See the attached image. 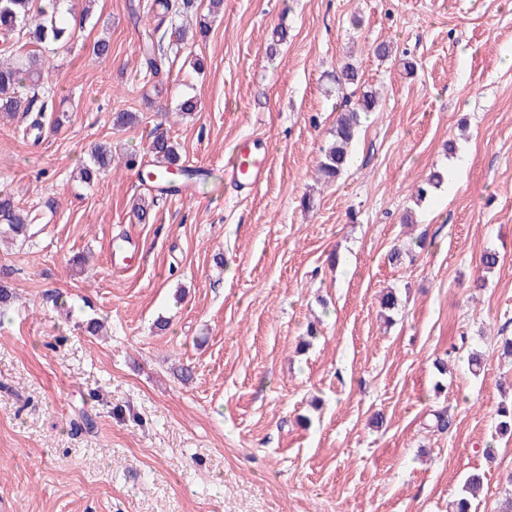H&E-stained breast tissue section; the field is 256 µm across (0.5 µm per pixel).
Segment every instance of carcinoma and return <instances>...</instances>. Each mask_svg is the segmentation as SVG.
<instances>
[{"mask_svg": "<svg viewBox=\"0 0 512 512\" xmlns=\"http://www.w3.org/2000/svg\"><path fill=\"white\" fill-rule=\"evenodd\" d=\"M60 2L47 0L35 9L33 0H0V43L14 53V56L0 60V113L14 115L21 112L29 116L26 131L36 142L41 139L50 95L47 86L49 66L45 65L36 48H66L81 32L79 24L89 15L92 0H85L86 6L79 13L76 6H71L66 15L59 9ZM195 10L196 0H151L148 4L156 24L140 32L139 56L146 76L160 81L169 74L168 46L187 41L189 14ZM358 83V70L354 64L346 63L336 72L337 89L350 87L352 91L345 96L344 109L336 116L331 143L322 149L318 173L326 182L336 179L347 167L363 116L378 105V92L369 87L362 89ZM147 150L154 157L150 173L157 185L172 182V169L189 177L196 174L181 164L176 144L159 127L155 128ZM111 166V146L98 143L90 149L89 161L81 169V179L90 185L101 171ZM36 221L37 215L18 208L11 194H0L1 235L13 240L24 239L29 226ZM482 483V474L471 473L464 494L452 503L451 512H472L471 497L476 495Z\"/></svg>", "mask_w": 512, "mask_h": 512, "instance_id": "carcinoma-1", "label": "carcinoma"}]
</instances>
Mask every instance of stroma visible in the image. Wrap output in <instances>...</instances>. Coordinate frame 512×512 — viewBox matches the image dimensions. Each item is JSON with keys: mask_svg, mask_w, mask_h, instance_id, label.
<instances>
[{"mask_svg": "<svg viewBox=\"0 0 512 512\" xmlns=\"http://www.w3.org/2000/svg\"><path fill=\"white\" fill-rule=\"evenodd\" d=\"M145 2L96 0L80 38L48 54L62 127L35 143L26 117L0 115V188L44 215L28 241L0 242L15 295L0 317V512H448L475 471L477 512H498L512 495V439L494 435L512 384L498 352L512 338V0H224L155 96L138 59L151 16L131 19ZM346 61L381 105L321 185ZM190 96L200 111L180 115ZM161 109L209 173L187 196L125 165L133 151L151 164ZM117 112L138 124L113 127ZM246 138L270 153L249 194L224 176ZM105 141L111 169L80 183ZM436 167L444 184L414 203ZM487 249L500 263L478 288Z\"/></svg>", "mask_w": 512, "mask_h": 512, "instance_id": "1", "label": "stroma"}]
</instances>
